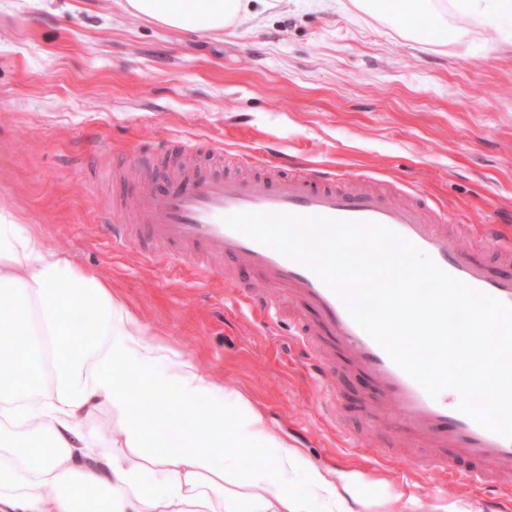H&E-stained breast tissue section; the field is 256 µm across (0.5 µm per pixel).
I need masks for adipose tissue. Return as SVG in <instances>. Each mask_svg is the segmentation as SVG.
Masks as SVG:
<instances>
[{"mask_svg":"<svg viewBox=\"0 0 512 512\" xmlns=\"http://www.w3.org/2000/svg\"><path fill=\"white\" fill-rule=\"evenodd\" d=\"M123 7L209 32L252 12L251 0H208L201 12L195 0ZM0 286L12 299L0 314V512H351L358 473L312 464L257 408L144 339L104 280L16 224H0ZM15 337L31 357L14 352ZM101 407L119 422L118 439L85 430ZM223 449L239 463L240 488L216 466ZM292 473L315 501L289 496Z\"/></svg>","mask_w":512,"mask_h":512,"instance_id":"obj_1","label":"adipose tissue"}]
</instances>
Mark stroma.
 <instances>
[{"label": "stroma", "mask_w": 512, "mask_h": 512, "mask_svg": "<svg viewBox=\"0 0 512 512\" xmlns=\"http://www.w3.org/2000/svg\"><path fill=\"white\" fill-rule=\"evenodd\" d=\"M274 2L213 35L121 0H0V213L106 281L146 337L249 401L309 461L357 472L353 512H395L400 496L495 512V494L461 478L467 462L420 469L435 441L365 404L343 354L313 374L288 344L290 313L246 305L257 275L200 279L112 236L104 205L167 182L185 144L225 176L242 155L332 167L422 190L445 223L512 234V13L446 0L443 16L418 13L417 38L399 23L409 0Z\"/></svg>", "instance_id": "obj_1"}]
</instances>
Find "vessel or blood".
Returning a JSON list of instances; mask_svg holds the SVG:
<instances>
[{"instance_id": "1", "label": "vessel or blood", "mask_w": 512, "mask_h": 512, "mask_svg": "<svg viewBox=\"0 0 512 512\" xmlns=\"http://www.w3.org/2000/svg\"><path fill=\"white\" fill-rule=\"evenodd\" d=\"M264 167L265 175L238 179L188 164L170 184L148 187L136 202L148 239L201 276L210 274L213 256L229 257L260 274L263 286L252 289V306L275 312L286 298L310 311V318L297 324V342L318 374L330 367L319 348L324 340L347 354L369 379L366 400L372 407L408 435L438 442L435 452L421 458L423 469L445 471L454 460L467 458L476 482L498 492L511 490L512 438L461 412L459 398L431 397L353 320L326 282L295 258L229 228L224 219L240 212H272L378 223L414 244L446 273L511 306L512 237L496 225L481 224L476 228L480 246L462 251L450 241L439 208L426 193L414 192L410 201L397 204L382 191L346 183L343 174L330 168L269 161ZM491 248L499 262L489 261ZM269 285L279 289L281 299L266 293Z\"/></svg>"}]
</instances>
